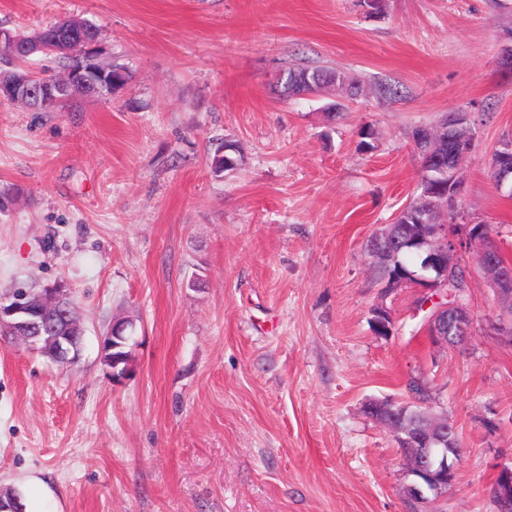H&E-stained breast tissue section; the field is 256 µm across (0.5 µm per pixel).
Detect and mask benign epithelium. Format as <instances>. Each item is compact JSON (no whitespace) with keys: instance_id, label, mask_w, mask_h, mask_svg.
I'll list each match as a JSON object with an SVG mask.
<instances>
[{"instance_id":"7a95c632","label":"benign epithelium","mask_w":512,"mask_h":512,"mask_svg":"<svg viewBox=\"0 0 512 512\" xmlns=\"http://www.w3.org/2000/svg\"><path fill=\"white\" fill-rule=\"evenodd\" d=\"M98 36L83 21L64 19L49 31L24 37L0 28V57L17 60L24 52H50L71 56L73 65L59 79L36 78L28 69L18 68L0 74V101L22 103L32 109L49 110L66 98L71 91L79 89L89 97H104L114 93L126 83V73L114 70L98 58ZM448 137L440 148L431 145L434 134L423 132L410 135L419 163L426 168L434 167L448 176V182L431 187H422L421 196L431 200L432 209L448 213V223L437 224L433 231L422 235L413 234L407 224H384L371 238L391 240L401 246L412 243L419 248L424 259L423 274H409L391 284L397 288L411 283L428 294L441 289L446 283L448 269L462 262L467 244L480 241L483 247L476 254L475 262L487 279L497 303L512 306V266L500 260L497 244L484 225L461 219L457 210L459 175L463 161L470 155L473 135L465 131L466 139L457 137L455 130L467 125L468 117L463 113H450L443 119ZM494 180L499 184L512 182V141L507 140L498 151V162L494 167ZM63 303V287L52 285L44 288L29 300V293L22 292L9 303L0 299V329L14 333L33 349L32 337L22 332L34 328L38 312L57 310ZM473 324V310L468 304L458 302L443 304L426 321V327L434 341L448 344V329L463 331ZM130 323L112 322V335L108 336L109 347L116 350L127 341ZM81 352L79 337L71 334L70 327L61 328L56 336L55 360L75 364ZM364 412L385 425L396 437L414 434L425 446L423 451L405 455V471L412 480L407 484V496L420 503H428L452 485L456 478L458 456L448 455V433L450 422L446 417L425 415L417 428L406 421V414L396 408L394 400H373L364 405ZM502 512L512 509V464L501 465L492 490Z\"/></svg>"}]
</instances>
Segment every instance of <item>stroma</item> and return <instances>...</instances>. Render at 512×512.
Returning a JSON list of instances; mask_svg holds the SVG:
<instances>
[{
    "label": "stroma",
    "instance_id": "stroma-1",
    "mask_svg": "<svg viewBox=\"0 0 512 512\" xmlns=\"http://www.w3.org/2000/svg\"><path fill=\"white\" fill-rule=\"evenodd\" d=\"M383 4L0 0L13 32L95 24L102 59L129 72L51 112L0 101V298L64 283L85 327L70 369L0 341V488L28 512H411L401 450L363 407L408 400L413 377L462 443L431 512H496L512 344L490 328L494 296L470 266L473 332L437 344L420 290L383 292L364 244L418 193L411 129L463 112L458 208L512 262V188L488 174L512 139V0ZM317 66L359 94L274 93L281 70ZM225 140L244 163L217 177ZM379 302L393 335L374 329ZM117 318L135 364L119 384L102 361Z\"/></svg>",
    "mask_w": 512,
    "mask_h": 512
}]
</instances>
